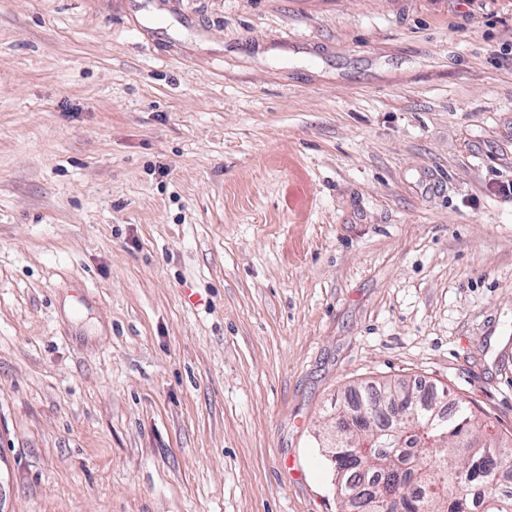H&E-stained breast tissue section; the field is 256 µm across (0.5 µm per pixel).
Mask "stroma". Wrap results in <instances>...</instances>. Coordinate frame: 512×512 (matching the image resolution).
Returning a JSON list of instances; mask_svg holds the SVG:
<instances>
[{"mask_svg":"<svg viewBox=\"0 0 512 512\" xmlns=\"http://www.w3.org/2000/svg\"><path fill=\"white\" fill-rule=\"evenodd\" d=\"M512 0H0V512H336L416 381L512 436Z\"/></svg>","mask_w":512,"mask_h":512,"instance_id":"obj_1","label":"stroma"}]
</instances>
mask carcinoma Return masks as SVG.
<instances>
[{
	"label": "carcinoma",
	"instance_id": "carcinoma-1",
	"mask_svg": "<svg viewBox=\"0 0 512 512\" xmlns=\"http://www.w3.org/2000/svg\"><path fill=\"white\" fill-rule=\"evenodd\" d=\"M403 398L414 404L411 418L380 434H335L342 412L325 423L330 465L347 496L342 512H360L358 491L387 477L398 481L379 512H512V441L488 434L465 402L448 410L417 384L398 381L368 388L351 411L385 414Z\"/></svg>",
	"mask_w": 512,
	"mask_h": 512
}]
</instances>
